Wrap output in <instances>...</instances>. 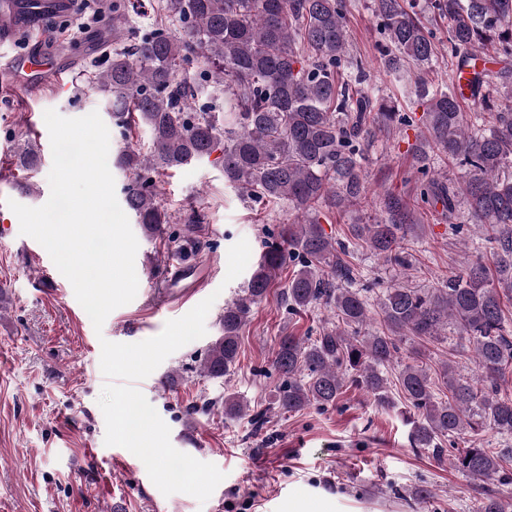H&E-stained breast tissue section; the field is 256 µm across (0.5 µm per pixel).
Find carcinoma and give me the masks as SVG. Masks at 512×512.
<instances>
[{
    "label": "carcinoma",
    "mask_w": 512,
    "mask_h": 512,
    "mask_svg": "<svg viewBox=\"0 0 512 512\" xmlns=\"http://www.w3.org/2000/svg\"><path fill=\"white\" fill-rule=\"evenodd\" d=\"M351 0H158L143 26L131 0H112V51L90 82L112 110L121 135L134 126L151 134L149 150L118 158L131 172L125 203L148 235L170 224L161 205V177L222 151L224 180L252 206L281 202L297 214L278 235L267 234L258 267L224 307L220 335L201 362L205 376L230 377L239 332L279 271L297 269L281 291L288 313L322 307L318 336L278 338L274 365L282 376L276 408L337 406L349 387L396 407L388 371L410 417L412 447L486 482H512V448L479 446L493 430L512 435V0H370L385 42L379 62L414 79L422 115L364 90L369 60L352 49L346 26ZM447 22V38L435 25ZM179 26L173 32L171 26ZM448 54L469 74L478 111L468 119L452 86L427 79ZM425 128L409 145L443 169L422 165L411 192L385 194L382 216L367 219L371 189L366 154L397 130ZM18 168L40 159L28 141L14 144ZM419 212L436 213L457 233L473 224L493 246L467 256L434 288L392 279L375 297L356 288L352 248H366L391 266H411L410 242ZM351 219L347 232L326 221ZM187 257L199 243L174 237ZM467 337L477 377L456 376L448 359L432 369L430 349L448 342V325ZM246 413L235 395L224 415ZM476 512H512V501L486 489Z\"/></svg>",
    "instance_id": "1"
}]
</instances>
